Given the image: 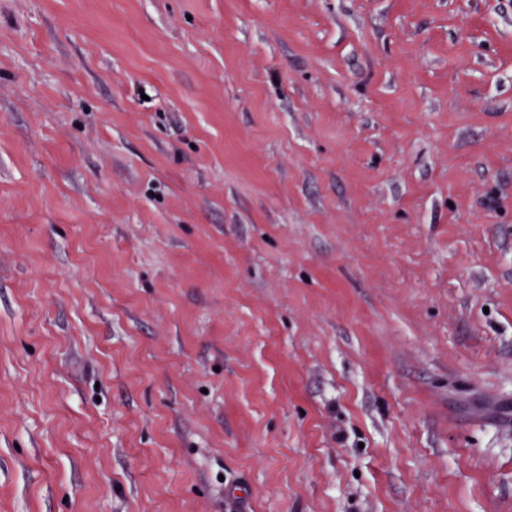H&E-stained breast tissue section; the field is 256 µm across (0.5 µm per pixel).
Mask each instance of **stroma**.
<instances>
[{"label": "stroma", "mask_w": 512, "mask_h": 512, "mask_svg": "<svg viewBox=\"0 0 512 512\" xmlns=\"http://www.w3.org/2000/svg\"><path fill=\"white\" fill-rule=\"evenodd\" d=\"M512 512V0H0V512Z\"/></svg>", "instance_id": "1"}]
</instances>
